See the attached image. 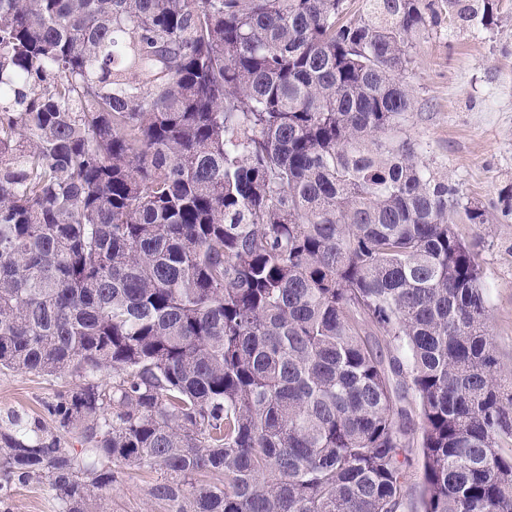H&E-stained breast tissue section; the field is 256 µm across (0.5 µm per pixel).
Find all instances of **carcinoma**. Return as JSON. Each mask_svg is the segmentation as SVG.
Returning <instances> with one entry per match:
<instances>
[{
	"label": "carcinoma",
	"instance_id": "obj_1",
	"mask_svg": "<svg viewBox=\"0 0 512 512\" xmlns=\"http://www.w3.org/2000/svg\"><path fill=\"white\" fill-rule=\"evenodd\" d=\"M499 0H0V490L106 512H512L487 211L396 136L413 38ZM383 336L385 348L371 341ZM112 372L104 385L99 376ZM85 445L83 456L67 438ZM71 384L69 378L52 379L23 372L0 373V423L18 415L24 421H45L44 404ZM116 481L105 494L110 512H167L149 495V488L159 476L127 467H116Z\"/></svg>",
	"mask_w": 512,
	"mask_h": 512
}]
</instances>
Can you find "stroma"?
<instances>
[{"mask_svg": "<svg viewBox=\"0 0 512 512\" xmlns=\"http://www.w3.org/2000/svg\"><path fill=\"white\" fill-rule=\"evenodd\" d=\"M498 27L460 28L448 18L418 36L402 75L412 107L402 134L422 150L432 170L447 175L472 202L484 206L487 224H456L476 253L500 365L512 375V213L502 199L512 186V0H500ZM70 379L23 372L0 374V422L17 415L45 420L44 404ZM156 473L118 468L107 491L110 512H165L150 496ZM10 512H60L42 482H15Z\"/></svg>", "mask_w": 512, "mask_h": 512, "instance_id": "1", "label": "stroma"}]
</instances>
